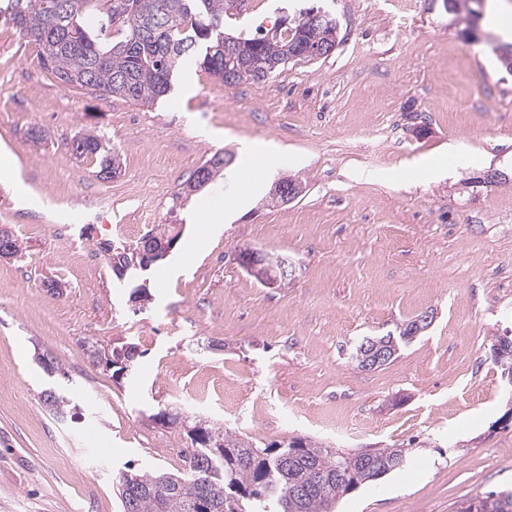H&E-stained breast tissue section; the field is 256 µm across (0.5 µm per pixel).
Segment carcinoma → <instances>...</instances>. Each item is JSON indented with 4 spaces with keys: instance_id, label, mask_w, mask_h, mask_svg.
Instances as JSON below:
<instances>
[{
    "instance_id": "carcinoma-1",
    "label": "carcinoma",
    "mask_w": 512,
    "mask_h": 512,
    "mask_svg": "<svg viewBox=\"0 0 512 512\" xmlns=\"http://www.w3.org/2000/svg\"><path fill=\"white\" fill-rule=\"evenodd\" d=\"M141 0H0V16L15 18L12 28L37 47L38 63L64 86L105 92L149 105L167 95L173 73L189 56L226 86L242 83L239 70L253 69L251 82L261 83L291 62L264 53L261 31L237 35L249 44L250 57L224 49V12L229 0H151L155 10L143 12ZM292 28L300 32L292 49L304 45L317 51L327 41L328 29L299 17ZM73 155L91 159L102 179L112 170V149L100 136L78 137ZM493 362L512 366V343L501 337L491 345ZM43 403L58 415L66 414L67 399L54 392ZM223 436L225 454L218 457L199 449L202 467L177 473L121 471L116 485L137 490L128 500L121 494L122 512H199L200 502L211 496L210 512H334L349 485L360 487L405 467L401 448L346 452L304 437L263 443L213 427ZM458 512H512V491L469 497Z\"/></svg>"
}]
</instances>
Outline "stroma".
Instances as JSON below:
<instances>
[{
	"instance_id": "35a3bbf8",
	"label": "stroma",
	"mask_w": 512,
	"mask_h": 512,
	"mask_svg": "<svg viewBox=\"0 0 512 512\" xmlns=\"http://www.w3.org/2000/svg\"><path fill=\"white\" fill-rule=\"evenodd\" d=\"M311 7L340 21L327 59L234 87L189 59L150 106L61 85L0 25V153L13 162L0 226L21 247L0 261V512H120L125 465L183 467L187 431L152 423L161 410L264 442L406 447L404 468L336 512H455L512 490V396L491 358L493 337L512 336V75L488 47L512 41L490 23L512 0H484L474 25L443 0H238L224 27L248 34ZM89 131L118 153V177L72 155ZM224 150L223 174L171 211ZM425 157L448 165L424 173ZM491 168L507 181L476 183ZM287 175L304 194L260 208ZM215 198L216 225L197 217ZM172 217L184 233L135 310L99 244H135ZM247 246L290 258L288 284L256 283L237 259ZM423 315L393 361L360 369L363 338ZM92 341L137 345L132 370L97 365ZM50 387L67 418L44 406Z\"/></svg>"
}]
</instances>
